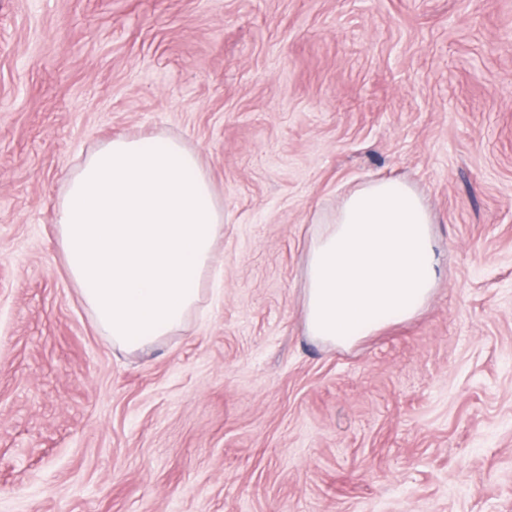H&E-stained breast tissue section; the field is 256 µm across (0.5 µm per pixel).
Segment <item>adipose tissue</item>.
<instances>
[{"instance_id": "ef3b65f1", "label": "adipose tissue", "mask_w": 512, "mask_h": 512, "mask_svg": "<svg viewBox=\"0 0 512 512\" xmlns=\"http://www.w3.org/2000/svg\"><path fill=\"white\" fill-rule=\"evenodd\" d=\"M434 222L399 179L346 195L307 252L308 335L347 348L418 316L442 278ZM54 223L101 335L136 351L183 328L215 261L224 211L195 151L164 136L119 135L69 175Z\"/></svg>"}]
</instances>
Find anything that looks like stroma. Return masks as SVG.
<instances>
[{"label":"stroma","instance_id":"stroma-1","mask_svg":"<svg viewBox=\"0 0 512 512\" xmlns=\"http://www.w3.org/2000/svg\"><path fill=\"white\" fill-rule=\"evenodd\" d=\"M116 135L198 153L222 290L107 342L54 208ZM398 178L425 310L307 336L316 218ZM0 512H512V0H0Z\"/></svg>","mask_w":512,"mask_h":512}]
</instances>
